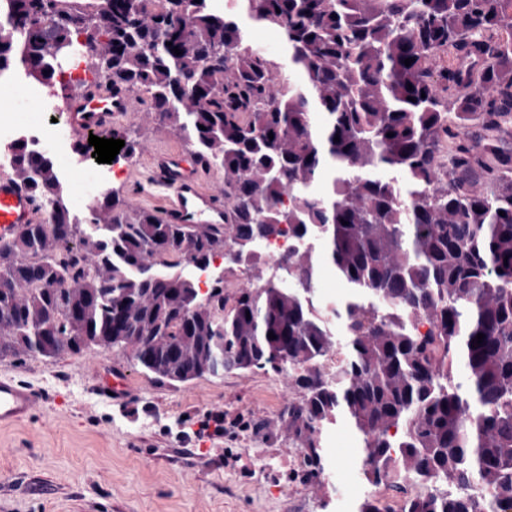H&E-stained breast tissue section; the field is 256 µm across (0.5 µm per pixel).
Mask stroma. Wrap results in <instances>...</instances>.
Masks as SVG:
<instances>
[{
  "label": "stroma",
  "mask_w": 512,
  "mask_h": 512,
  "mask_svg": "<svg viewBox=\"0 0 512 512\" xmlns=\"http://www.w3.org/2000/svg\"><path fill=\"white\" fill-rule=\"evenodd\" d=\"M9 77L28 83L41 106L18 99L0 114V131L53 122L47 155L63 182L73 214L91 191L119 192L131 207L161 211L151 182L153 149L186 150L176 133L148 116L138 98L120 122L136 143L123 172L76 151L65 134V95L59 85L28 79L24 68ZM124 363L130 393L105 396L102 369ZM0 375L41 390L36 416L0 428V512H356L371 487L361 476L357 437L332 425L322 433L330 464L319 482L305 477V452L289 428L288 409L301 392L288 373L229 370L188 383L154 379L118 349L92 348L54 359L38 355L0 360ZM221 415V431L204 427Z\"/></svg>",
  "instance_id": "obj_1"
}]
</instances>
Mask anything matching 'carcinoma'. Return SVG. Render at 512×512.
Returning a JSON list of instances; mask_svg holds the SVG:
<instances>
[{
	"label": "carcinoma",
	"mask_w": 512,
	"mask_h": 512,
	"mask_svg": "<svg viewBox=\"0 0 512 512\" xmlns=\"http://www.w3.org/2000/svg\"><path fill=\"white\" fill-rule=\"evenodd\" d=\"M150 2L104 14L102 0H0V71L20 64L68 95L58 60L75 52L96 83L150 98L152 120L224 172L230 222L167 224L109 192L89 216L101 233L85 236L51 159L15 142L12 169L44 218L0 238V358L138 336L134 365L169 382L214 375L215 354L226 370L286 372L303 393L288 417L308 480L327 466L323 428L341 423L364 480L400 494L357 512H512V153L496 138L512 122V0H238L224 14ZM258 27L278 32L279 56L248 44ZM450 49L478 63L434 74ZM108 137L133 156L123 125ZM284 235L323 240L355 295L315 310L313 251L290 246L288 281L195 303L183 268L234 250L255 265L257 245ZM334 320L347 342L333 370Z\"/></svg>",
	"instance_id": "1"
}]
</instances>
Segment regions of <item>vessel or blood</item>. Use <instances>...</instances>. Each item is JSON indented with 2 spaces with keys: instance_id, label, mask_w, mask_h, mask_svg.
<instances>
[{
  "instance_id": "vessel-or-blood-1",
  "label": "vessel or blood",
  "mask_w": 512,
  "mask_h": 512,
  "mask_svg": "<svg viewBox=\"0 0 512 512\" xmlns=\"http://www.w3.org/2000/svg\"><path fill=\"white\" fill-rule=\"evenodd\" d=\"M133 94L115 87H91L71 93L65 102L67 126L73 142L109 130L118 113L132 111ZM151 164L169 198L161 216L168 224H223L228 208L221 195L200 178L201 161L180 151H158ZM38 220V210L17 173L0 176V237ZM42 393L22 381L0 378V427L30 419L42 405Z\"/></svg>"
}]
</instances>
